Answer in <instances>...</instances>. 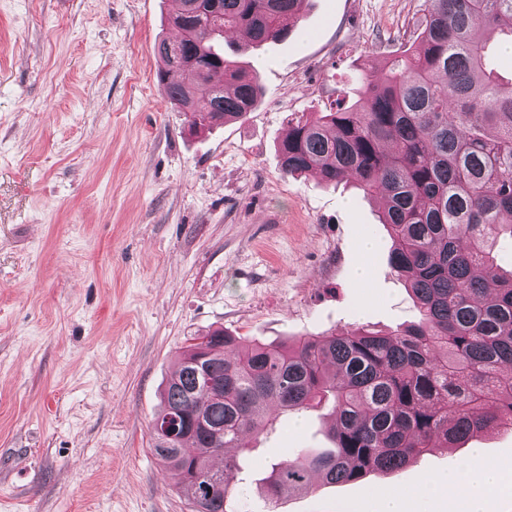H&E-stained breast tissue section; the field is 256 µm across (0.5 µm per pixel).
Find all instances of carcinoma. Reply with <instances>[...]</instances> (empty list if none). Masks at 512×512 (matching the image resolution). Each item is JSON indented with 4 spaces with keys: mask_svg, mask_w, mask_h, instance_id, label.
Listing matches in <instances>:
<instances>
[{
    "mask_svg": "<svg viewBox=\"0 0 512 512\" xmlns=\"http://www.w3.org/2000/svg\"><path fill=\"white\" fill-rule=\"evenodd\" d=\"M180 32L156 46L167 101L190 128L237 121L262 95L254 71L224 56L220 38H288L304 0H175ZM410 48L360 72L358 98L336 99L289 122L283 172L348 175L384 200L389 262L420 319L398 331L369 326L282 343L222 329L192 338L155 418L180 424L151 452L200 512H237L239 459L213 456L288 412L331 408L334 448L274 463L265 493L277 499L313 479L353 482L403 468L494 425L512 426V273L495 263L512 240V78L486 67L479 27L512 46V0H424Z\"/></svg>",
    "mask_w": 512,
    "mask_h": 512,
    "instance_id": "1",
    "label": "carcinoma"
}]
</instances>
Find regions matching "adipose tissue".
<instances>
[{
  "mask_svg": "<svg viewBox=\"0 0 512 512\" xmlns=\"http://www.w3.org/2000/svg\"><path fill=\"white\" fill-rule=\"evenodd\" d=\"M503 483L502 469L486 462L477 452L469 463L453 464L446 474L426 480L419 492L426 496L449 493L458 500L463 512H483L486 491Z\"/></svg>",
  "mask_w": 512,
  "mask_h": 512,
  "instance_id": "adipose-tissue-1",
  "label": "adipose tissue"
}]
</instances>
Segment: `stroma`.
<instances>
[{
  "label": "stroma",
  "instance_id": "obj_1",
  "mask_svg": "<svg viewBox=\"0 0 512 512\" xmlns=\"http://www.w3.org/2000/svg\"><path fill=\"white\" fill-rule=\"evenodd\" d=\"M422 2L306 0L284 41L226 34L263 94L193 135L156 79L173 0H0V512H192L150 445L177 357L208 329L277 342L418 321L379 202L285 175L277 144L377 66L384 37L408 39ZM329 426L291 412L245 437L240 512H370L387 493L459 512L415 492L468 443L269 501L272 464L331 448Z\"/></svg>",
  "mask_w": 512,
  "mask_h": 512
}]
</instances>
